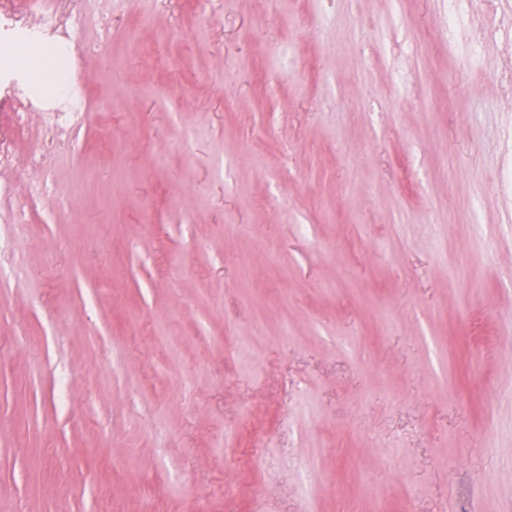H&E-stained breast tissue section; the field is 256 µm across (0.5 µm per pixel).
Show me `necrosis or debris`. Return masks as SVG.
Wrapping results in <instances>:
<instances>
[{
  "mask_svg": "<svg viewBox=\"0 0 512 512\" xmlns=\"http://www.w3.org/2000/svg\"><path fill=\"white\" fill-rule=\"evenodd\" d=\"M94 0H0V98L12 103L0 115V225L20 231L26 215L20 195L42 201L48 192V174L73 152L75 136L91 118L92 106L80 81L82 49L78 34ZM37 43L51 52L53 72L59 81L47 89L34 81L23 52ZM40 124L30 129L31 114ZM29 144L32 169L42 172L37 181L2 176L11 167L20 141Z\"/></svg>",
  "mask_w": 512,
  "mask_h": 512,
  "instance_id": "obj_1",
  "label": "necrosis or debris"
}]
</instances>
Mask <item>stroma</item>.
Segmentation results:
<instances>
[{
	"instance_id": "obj_1",
	"label": "stroma",
	"mask_w": 512,
	"mask_h": 512,
	"mask_svg": "<svg viewBox=\"0 0 512 512\" xmlns=\"http://www.w3.org/2000/svg\"><path fill=\"white\" fill-rule=\"evenodd\" d=\"M79 40L95 113L0 285V512H512L497 5L96 0Z\"/></svg>"
}]
</instances>
